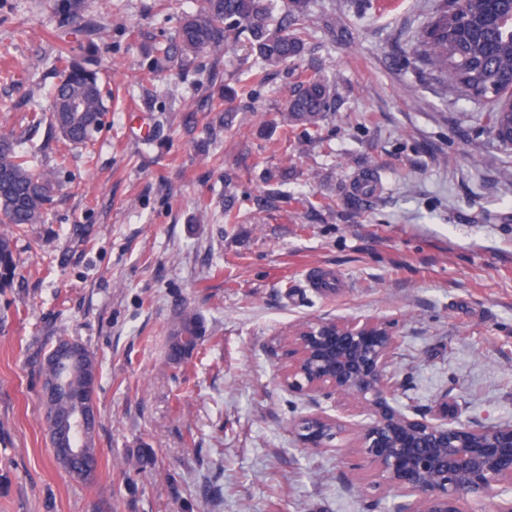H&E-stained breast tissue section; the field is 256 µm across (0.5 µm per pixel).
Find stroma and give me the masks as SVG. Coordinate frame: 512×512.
<instances>
[{
	"label": "stroma",
	"mask_w": 512,
	"mask_h": 512,
	"mask_svg": "<svg viewBox=\"0 0 512 512\" xmlns=\"http://www.w3.org/2000/svg\"><path fill=\"white\" fill-rule=\"evenodd\" d=\"M440 3L309 0L306 56L257 81L245 47L153 73L203 0H93L84 51L118 100L73 148L29 126L58 80L55 22L39 0H0V71L15 73L0 128L60 184L0 288V512H399L406 497L352 432L315 448L293 429L336 413L335 397L279 379L286 339L312 320L394 322L412 412L512 422V154L490 144L494 98L452 92L415 59ZM316 66L334 110L318 133L285 132L286 91ZM217 82L249 91L221 102ZM283 167L287 181H266ZM368 173L378 191L356 200ZM327 267L349 283L334 298L306 285ZM186 309L221 342L174 366L166 338ZM61 338L99 363L91 484L56 462L43 422L40 363Z\"/></svg>",
	"instance_id": "stroma-1"
}]
</instances>
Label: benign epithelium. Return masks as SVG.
Returning <instances> with one entry per match:
<instances>
[{
    "label": "benign epithelium",
    "mask_w": 512,
    "mask_h": 512,
    "mask_svg": "<svg viewBox=\"0 0 512 512\" xmlns=\"http://www.w3.org/2000/svg\"><path fill=\"white\" fill-rule=\"evenodd\" d=\"M492 23L512 28V0H493ZM396 347L392 323L385 320H316L288 337V364L281 382L306 394L336 396L340 416H308L299 436L316 448L332 433L350 428L343 420L350 400L368 422L355 428L361 453L380 484L415 500L406 512H469L503 483L512 484V423L481 428L457 418H414L395 398L389 370Z\"/></svg>",
    "instance_id": "7a95c632"
}]
</instances>
